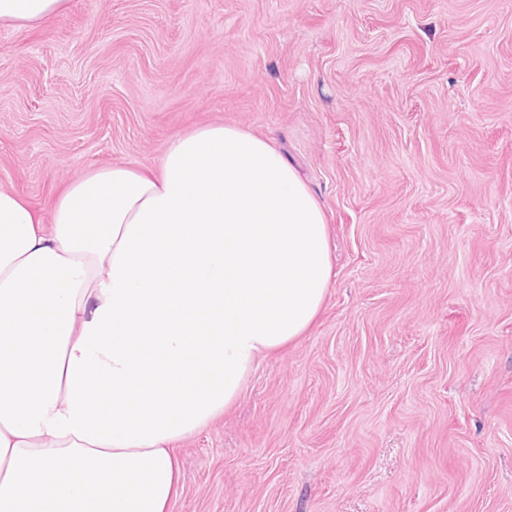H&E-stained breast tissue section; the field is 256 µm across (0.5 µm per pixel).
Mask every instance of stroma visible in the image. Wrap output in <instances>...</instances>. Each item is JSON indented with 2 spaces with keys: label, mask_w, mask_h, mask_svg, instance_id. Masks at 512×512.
<instances>
[{
  "label": "stroma",
  "mask_w": 512,
  "mask_h": 512,
  "mask_svg": "<svg viewBox=\"0 0 512 512\" xmlns=\"http://www.w3.org/2000/svg\"><path fill=\"white\" fill-rule=\"evenodd\" d=\"M209 124L326 215L309 332L176 446L170 512H512V0H69L0 27V189Z\"/></svg>",
  "instance_id": "1"
}]
</instances>
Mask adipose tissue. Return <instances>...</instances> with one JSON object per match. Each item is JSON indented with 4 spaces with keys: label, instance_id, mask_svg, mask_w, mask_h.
I'll use <instances>...</instances> for the list:
<instances>
[{
    "label": "adipose tissue",
    "instance_id": "adipose-tissue-1",
    "mask_svg": "<svg viewBox=\"0 0 512 512\" xmlns=\"http://www.w3.org/2000/svg\"><path fill=\"white\" fill-rule=\"evenodd\" d=\"M66 2L0 0V26ZM332 276L318 200L233 125L88 172L48 225L0 189V512H169L174 444L308 331Z\"/></svg>",
    "mask_w": 512,
    "mask_h": 512
}]
</instances>
